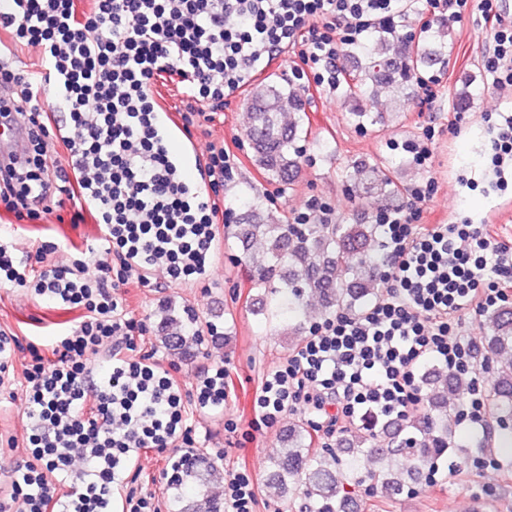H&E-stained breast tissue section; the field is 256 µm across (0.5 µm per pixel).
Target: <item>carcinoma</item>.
I'll use <instances>...</instances> for the list:
<instances>
[{"label": "carcinoma", "instance_id": "1", "mask_svg": "<svg viewBox=\"0 0 512 512\" xmlns=\"http://www.w3.org/2000/svg\"><path fill=\"white\" fill-rule=\"evenodd\" d=\"M448 24L440 18L425 22L411 40L407 35L380 33L374 40L353 46L354 68L346 80V96L353 103L351 118L362 125L371 120L364 102L378 86L393 88L399 106L409 101L406 90L430 71L448 67ZM251 123L246 132L252 161L267 179L282 185L292 183L301 172V133L306 114L300 91L284 89L275 82L256 85L248 99ZM354 192H381L394 186L389 167L379 162L357 164L349 175ZM246 211L235 224V236L246 247L250 270L258 273V314L267 321L285 325L288 345L298 347L306 333L309 300L319 299L325 317L338 312L360 314L380 297L373 271L374 256L367 246L376 235L375 224H286L271 215L258 200L245 202ZM263 249L251 251L255 241ZM171 332L164 336L168 348L180 353L186 345L185 324L168 319ZM493 358L488 383V408L498 418L512 416V306L493 309L480 326ZM422 412L405 422L385 423L384 444L373 434L341 440L323 453L311 449L310 434L296 425L288 432V447L273 460L268 485L286 499L288 512H349V488L366 481L383 498L404 493L422 481L424 472L442 467L448 449L455 447V429L448 425V400L457 394L463 375L443 367H427ZM410 455L413 466L406 477L397 478L393 462ZM224 471L216 465L201 467L192 460L182 475L178 500L180 512H224V504L196 489Z\"/></svg>", "mask_w": 512, "mask_h": 512}]
</instances>
